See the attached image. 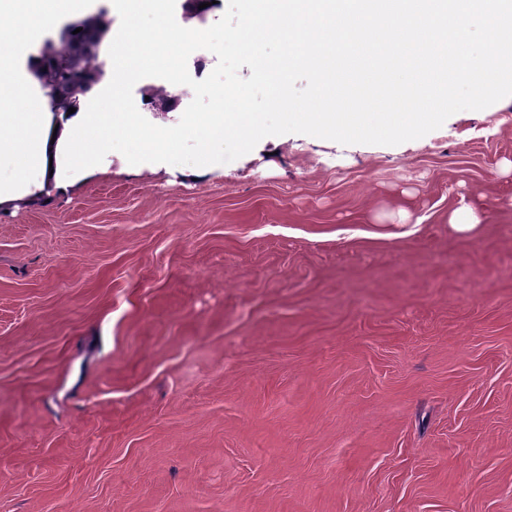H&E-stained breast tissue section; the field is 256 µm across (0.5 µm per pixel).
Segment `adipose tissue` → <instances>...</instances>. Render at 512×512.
<instances>
[{
  "instance_id": "adipose-tissue-1",
  "label": "adipose tissue",
  "mask_w": 512,
  "mask_h": 512,
  "mask_svg": "<svg viewBox=\"0 0 512 512\" xmlns=\"http://www.w3.org/2000/svg\"><path fill=\"white\" fill-rule=\"evenodd\" d=\"M273 21L287 20L290 62H299L310 46L338 48L348 38L375 42L383 53L411 48L404 67L403 92L415 106L428 108L444 84L440 69L416 72L412 64L454 50L456 65L466 75L461 98L481 103L496 91L504 69L512 68V0H264ZM278 44L268 43L262 64L261 94H243L237 112H208L185 117L158 131L140 128L130 115L116 117L90 106L74 113L40 112L39 88L32 71L44 69L39 55L25 56L19 70L0 64V202L26 195L47 200L49 192L68 191L95 174L97 159L91 143L99 136L127 138L141 151L168 148L191 140L199 154L212 156L219 135L235 137L248 147L266 107L283 101L282 74L275 66Z\"/></svg>"
}]
</instances>
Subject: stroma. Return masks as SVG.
Wrapping results in <instances>:
<instances>
[{"instance_id":"35a3bbf8","label":"stroma","mask_w":512,"mask_h":512,"mask_svg":"<svg viewBox=\"0 0 512 512\" xmlns=\"http://www.w3.org/2000/svg\"><path fill=\"white\" fill-rule=\"evenodd\" d=\"M447 72L400 139L104 149L0 204V512H512V71ZM284 85L408 109L393 64Z\"/></svg>"}]
</instances>
